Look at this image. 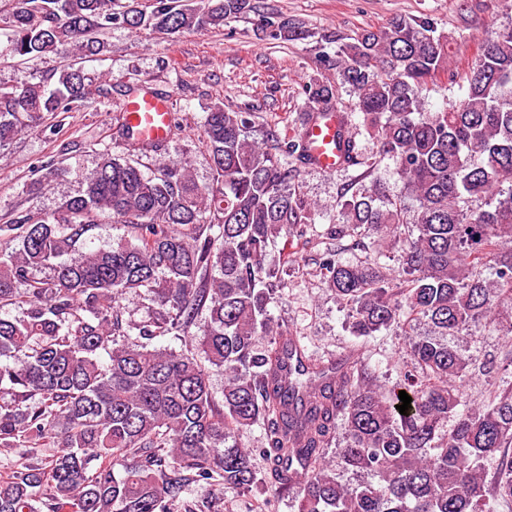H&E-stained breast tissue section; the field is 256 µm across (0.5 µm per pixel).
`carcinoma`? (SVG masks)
Returning a JSON list of instances; mask_svg holds the SVG:
<instances>
[{
	"mask_svg": "<svg viewBox=\"0 0 512 512\" xmlns=\"http://www.w3.org/2000/svg\"><path fill=\"white\" fill-rule=\"evenodd\" d=\"M254 14L274 41L314 36L253 0H11L0 36L12 57L41 60L73 47L100 51L95 34L120 27L160 35L201 32ZM338 44L336 79L349 88L361 128L342 115L343 168L362 165L356 136L375 145L401 183L342 189L326 235L358 237L377 260L323 259L327 286L346 308L351 335L404 332L411 369L378 383L368 359L324 360L279 330L269 305L288 255L281 233H307L315 207L292 190L293 162L310 164L301 136L249 138L254 115L221 104L204 112L211 180L198 185L172 161L146 173L100 153L78 171L79 195L45 213L0 224V446L55 448L38 467L0 480V512H219L185 509L189 486L219 494L258 484L262 459L273 491L294 512H498L512 505V356L499 383L467 410L461 389L481 365L448 343L478 329L512 338V28L480 45L477 64L448 70V40L426 15L400 16ZM446 78L466 88L455 104L424 111L423 91ZM91 78L66 66L53 83L0 86V149L45 117L84 106ZM307 111L335 101L330 78L304 86ZM42 185L70 174L48 161ZM128 227L92 246L98 218ZM144 290L147 319H124L123 295ZM430 330L411 334L407 326ZM172 336L186 349L156 347ZM207 364H202V361ZM224 375L222 399L211 376ZM412 398L402 415L399 391ZM263 429L259 448L237 434ZM336 452L339 463L329 459ZM366 474L358 483L337 469Z\"/></svg>",
	"mask_w": 512,
	"mask_h": 512,
	"instance_id": "obj_1",
	"label": "carcinoma"
}]
</instances>
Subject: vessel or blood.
Masks as SVG:
<instances>
[{"instance_id": "b4317fda", "label": "vessel or blood", "mask_w": 512, "mask_h": 512, "mask_svg": "<svg viewBox=\"0 0 512 512\" xmlns=\"http://www.w3.org/2000/svg\"><path fill=\"white\" fill-rule=\"evenodd\" d=\"M125 115L132 140L137 144L167 141L174 130L171 96H158L147 87L128 98ZM339 118V112L333 108L317 111L303 127L313 166L327 173L336 171L343 162L336 148Z\"/></svg>"}]
</instances>
